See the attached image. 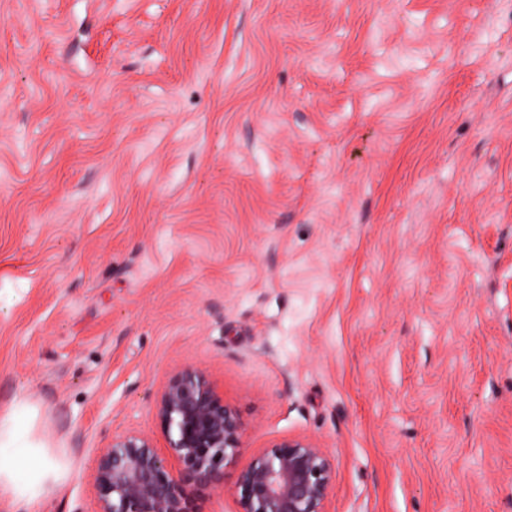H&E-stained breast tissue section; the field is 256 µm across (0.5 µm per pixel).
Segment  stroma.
I'll return each instance as SVG.
<instances>
[{"label": "stroma", "instance_id": "35a3bbf8", "mask_svg": "<svg viewBox=\"0 0 512 512\" xmlns=\"http://www.w3.org/2000/svg\"><path fill=\"white\" fill-rule=\"evenodd\" d=\"M206 370L236 476L327 512H512V0H0V412L94 460ZM270 448L239 472L238 512H327L335 472L324 448L309 439Z\"/></svg>", "mask_w": 512, "mask_h": 512}]
</instances>
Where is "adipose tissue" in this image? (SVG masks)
I'll return each mask as SVG.
<instances>
[{"label": "adipose tissue", "instance_id": "obj_1", "mask_svg": "<svg viewBox=\"0 0 512 512\" xmlns=\"http://www.w3.org/2000/svg\"><path fill=\"white\" fill-rule=\"evenodd\" d=\"M66 474L65 463L35 438L26 402L0 414V497L8 499L12 512H32Z\"/></svg>", "mask_w": 512, "mask_h": 512}]
</instances>
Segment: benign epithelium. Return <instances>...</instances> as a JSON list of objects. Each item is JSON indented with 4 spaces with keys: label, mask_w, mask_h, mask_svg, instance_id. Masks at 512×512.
Here are the masks:
<instances>
[{
    "label": "benign epithelium",
    "mask_w": 512,
    "mask_h": 512,
    "mask_svg": "<svg viewBox=\"0 0 512 512\" xmlns=\"http://www.w3.org/2000/svg\"><path fill=\"white\" fill-rule=\"evenodd\" d=\"M168 455L129 431L98 453L93 487L99 512H192L186 484L213 483L242 447V424L205 371L178 372L157 399ZM335 472L309 439H288L255 455L237 477L239 512H327Z\"/></svg>",
    "instance_id": "7a95c632"
}]
</instances>
